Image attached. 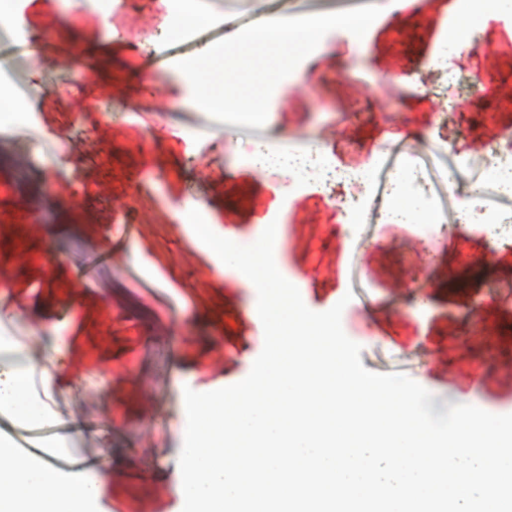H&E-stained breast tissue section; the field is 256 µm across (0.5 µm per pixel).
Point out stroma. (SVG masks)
Segmentation results:
<instances>
[{"label": "stroma", "mask_w": 512, "mask_h": 512, "mask_svg": "<svg viewBox=\"0 0 512 512\" xmlns=\"http://www.w3.org/2000/svg\"><path fill=\"white\" fill-rule=\"evenodd\" d=\"M454 6L408 0L361 45L327 33V50L304 61L308 81L272 96L265 127L233 136L188 107L191 88L157 67L153 50L169 43L176 10L243 22L295 10L294 0H149L118 11L111 0H75L66 14L53 0L20 6L14 35L41 48L23 57L18 91L36 82L43 92L0 113L10 130L0 142V325L21 337L27 360L57 363L41 404L59 424L77 423V447L99 458V512L112 503L180 512L184 389L240 382L263 348L256 291L188 233L184 218L199 202L206 222L241 245L258 239V218L276 217L274 256L309 309L353 292L342 327L366 369L406 374L432 393L437 414L475 401L512 413V229L457 224L478 205L472 172L449 176L437 151L455 143L486 171L512 130L506 109L466 133L455 113L491 98L476 74L512 80V51L498 48L512 15L486 11L475 53L448 57L424 90L381 79L424 69ZM304 136L340 165L365 167L373 150L390 149L391 170L373 172L371 186L433 201L440 223L388 224L368 211L341 227L342 193L250 169L254 142ZM409 148L419 169L395 178ZM427 250L435 261L426 269ZM94 253L108 263L78 283Z\"/></svg>", "instance_id": "35a3bbf8"}]
</instances>
